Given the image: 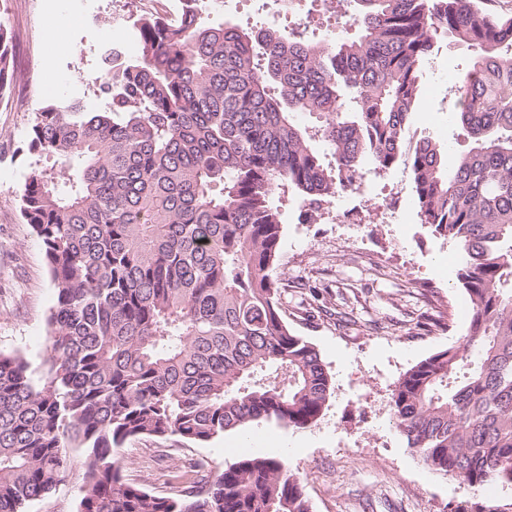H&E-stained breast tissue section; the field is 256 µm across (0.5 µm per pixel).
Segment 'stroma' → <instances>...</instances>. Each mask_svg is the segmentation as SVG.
<instances>
[{"label": "stroma", "mask_w": 512, "mask_h": 512, "mask_svg": "<svg viewBox=\"0 0 512 512\" xmlns=\"http://www.w3.org/2000/svg\"><path fill=\"white\" fill-rule=\"evenodd\" d=\"M310 4L275 19L265 0H240L236 11L214 14L253 27L289 28ZM0 25L11 30L12 102L0 106V352L43 366L47 317L55 292L44 251L21 214V195L34 170L59 171L63 158L35 159L24 147L34 114L46 102H81L100 112L97 91L103 54L113 43L139 50L135 26L112 23V0H0ZM471 51L440 40L422 77L413 129L438 136L455 164L469 145L453 114L452 80ZM279 266L283 317L312 343L333 380L316 423L292 429L260 422L206 444L177 437H141L116 456L128 480L151 493L177 494V477L191 463L208 476L247 456L278 455L296 473L312 512H469L512 502V486L496 482L463 489L432 473L406 448L393 422L389 397L413 366L456 344L467 332L468 301L457 279V244L418 217L404 167L367 173L355 191L307 220L297 191L279 202ZM82 459L73 456L65 482L30 503L26 512H77Z\"/></svg>", "instance_id": "stroma-1"}]
</instances>
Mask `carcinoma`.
Listing matches in <instances>:
<instances>
[{"instance_id":"1","label":"carcinoma","mask_w":512,"mask_h":512,"mask_svg":"<svg viewBox=\"0 0 512 512\" xmlns=\"http://www.w3.org/2000/svg\"><path fill=\"white\" fill-rule=\"evenodd\" d=\"M352 2L356 35L315 42L211 25L192 5L176 22L145 14L138 54L97 78L106 111L35 113L27 151L68 160L22 194L56 303L46 370L0 352V512L56 491L74 450L78 512H311L275 455L165 497L129 482L114 449L320 418L332 377L282 316L273 196L294 188L312 217L397 165L421 223L460 246L471 316L461 343L395 385V426L433 473L512 485V16L475 0ZM443 38L474 49L454 111L471 147L451 171L433 137L410 136ZM10 40L0 26V89Z\"/></svg>"}]
</instances>
